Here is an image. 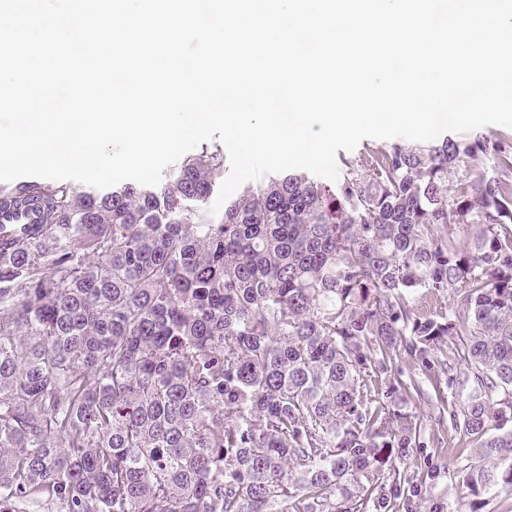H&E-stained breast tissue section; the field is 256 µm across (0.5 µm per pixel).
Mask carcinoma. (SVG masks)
I'll list each match as a JSON object with an SVG mask.
<instances>
[{"label":"carcinoma","mask_w":512,"mask_h":512,"mask_svg":"<svg viewBox=\"0 0 512 512\" xmlns=\"http://www.w3.org/2000/svg\"><path fill=\"white\" fill-rule=\"evenodd\" d=\"M337 165L219 214L217 147L151 188L0 189L38 216L0 225V512H393L428 394L392 366L444 343L463 482L512 492V135Z\"/></svg>","instance_id":"obj_1"}]
</instances>
